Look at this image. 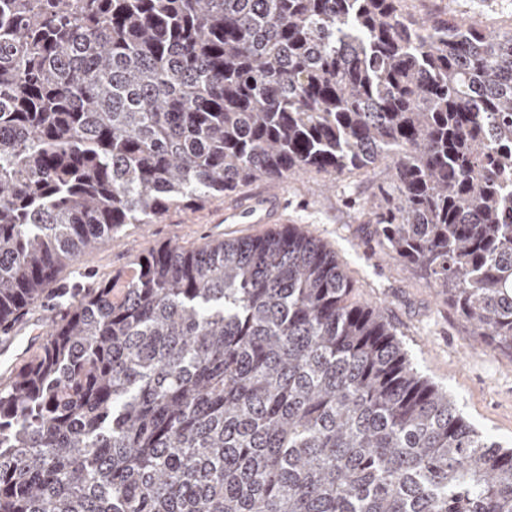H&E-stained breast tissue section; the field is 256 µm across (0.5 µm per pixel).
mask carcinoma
<instances>
[{
	"label": "carcinoma",
	"instance_id": "obj_1",
	"mask_svg": "<svg viewBox=\"0 0 512 512\" xmlns=\"http://www.w3.org/2000/svg\"><path fill=\"white\" fill-rule=\"evenodd\" d=\"M405 0H0V328L127 224L381 159L375 233L512 349V28ZM0 382V512H512V449L295 224L136 258Z\"/></svg>",
	"mask_w": 512,
	"mask_h": 512
}]
</instances>
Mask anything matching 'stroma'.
<instances>
[{
    "label": "stroma",
    "instance_id": "stroma-1",
    "mask_svg": "<svg viewBox=\"0 0 512 512\" xmlns=\"http://www.w3.org/2000/svg\"><path fill=\"white\" fill-rule=\"evenodd\" d=\"M415 17H457L488 30L512 27V0H408ZM392 166L380 161L362 174L326 186L323 176L301 173L283 189L285 214L336 252L353 283L351 298L381 309L408 349L417 371L447 389L459 412L483 435L512 448V352L491 345L438 293L416 265L384 245L364 214L366 201L385 198ZM237 197L193 210L173 208L150 224H129L118 238L81 257L68 287L89 288L127 274L134 257L168 244L192 248L228 236L268 232L265 224H217L213 218Z\"/></svg>",
    "mask_w": 512,
    "mask_h": 512
}]
</instances>
